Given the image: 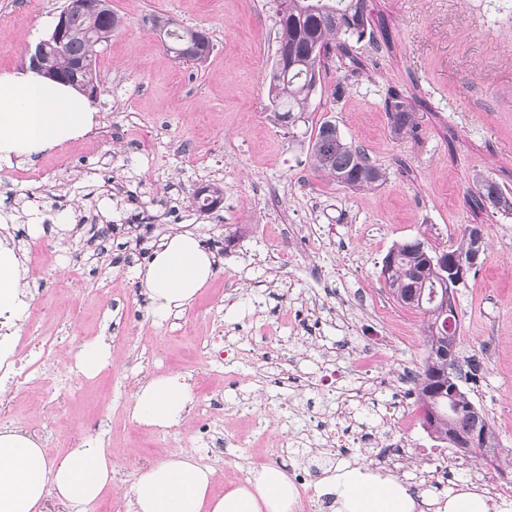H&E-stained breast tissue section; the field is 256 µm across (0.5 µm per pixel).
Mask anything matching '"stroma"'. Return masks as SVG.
I'll use <instances>...</instances> for the list:
<instances>
[{
    "label": "stroma",
    "mask_w": 512,
    "mask_h": 512,
    "mask_svg": "<svg viewBox=\"0 0 512 512\" xmlns=\"http://www.w3.org/2000/svg\"><path fill=\"white\" fill-rule=\"evenodd\" d=\"M66 0H0V72L26 66V50L44 38ZM122 26L97 53L91 102L98 127L34 159L0 162V234L13 240L27 268V309L0 320L13 337L38 330L78 349L110 338L112 361L92 378L72 382L65 401L49 390L0 392L8 428L38 440L48 459L95 439L112 454V492L91 512H124L140 473L128 454L157 463L188 451L221 485L234 482L247 455L207 458L190 421L162 430L136 421L135 393L156 375L186 376L197 404L222 399L216 416L260 413L268 425L260 446L302 449L299 462L319 463L311 413L339 416L355 435L383 432V415L403 404L393 377L400 363L422 365L423 314L394 301L381 276L393 245L420 238L434 249L455 248L465 225H482L483 266L457 289L460 358L477 357L483 377L470 395L499 435L498 461L512 462V215L473 210L474 177L512 190V0H371L385 20L386 43L355 44L366 69L334 99L344 78L326 61L312 98L313 121L330 119L346 139L385 169L373 190L351 191L313 170L307 143H298L271 115L265 76L276 49L274 0H112ZM163 14L205 30L214 50L201 64L176 59L145 19ZM401 88L418 116L416 134L394 138L383 108L388 87ZM122 129L102 138L100 127ZM42 173L40 182L31 174ZM203 181L221 185L212 214L194 211ZM34 191L43 208L59 204L48 224L31 231L12 201ZM160 202L156 231L135 244L129 226ZM87 220L89 241L113 225L100 258L73 265L72 227ZM196 234L216 260L195 301L176 316H157L140 272L168 234ZM294 241V259L281 246ZM140 314L141 332L126 338V317ZM219 336L223 361L202 349ZM374 347L377 388L358 364ZM251 380L230 389L225 375ZM333 372L332 388L321 378ZM497 461V462H498ZM495 464V463H494ZM494 464L449 455L454 478L426 503L442 506L470 482L495 477Z\"/></svg>",
    "instance_id": "stroma-1"
}]
</instances>
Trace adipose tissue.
I'll use <instances>...</instances> for the list:
<instances>
[{
    "mask_svg": "<svg viewBox=\"0 0 512 512\" xmlns=\"http://www.w3.org/2000/svg\"><path fill=\"white\" fill-rule=\"evenodd\" d=\"M89 103L72 88L24 68L0 74V161L32 156L81 137L95 125ZM214 258L188 232L166 237L142 273L156 314L182 312L210 279ZM24 268L0 240V315L18 313ZM194 397L179 375L144 381L135 394L134 418L169 428L182 421ZM112 458L96 441L48 460L36 440L0 430V512H42L47 493L85 507L112 489ZM214 472L181 452L142 471L130 490V512H296L299 495L287 473L261 467L245 485L213 490ZM336 512H416L417 502L394 481H377L360 468L338 474Z\"/></svg>",
    "mask_w": 512,
    "mask_h": 512,
    "instance_id": "ef3b65f1",
    "label": "adipose tissue"
}]
</instances>
